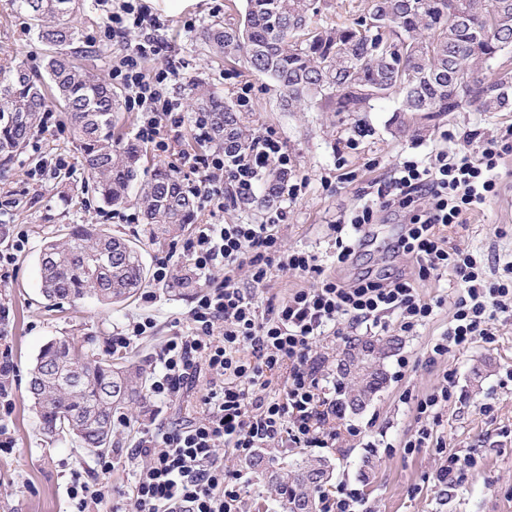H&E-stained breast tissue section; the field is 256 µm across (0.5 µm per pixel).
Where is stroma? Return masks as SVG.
Returning a JSON list of instances; mask_svg holds the SVG:
<instances>
[{
	"label": "stroma",
	"mask_w": 512,
	"mask_h": 512,
	"mask_svg": "<svg viewBox=\"0 0 512 512\" xmlns=\"http://www.w3.org/2000/svg\"><path fill=\"white\" fill-rule=\"evenodd\" d=\"M159 24L157 35L169 46V54L183 73L174 90L182 104H189L193 83L199 82L237 104L247 95L241 110L252 132L273 130L291 158L292 182L301 183L295 196H282L277 208L284 221L278 228L283 249L315 254L325 273L348 281L371 274L401 272L415 277L414 265L390 259V244L397 230L394 216L380 215L372 224V243L353 261L337 266L334 225L358 207L377 182L404 157L429 159L440 151L461 148L467 134L489 137L512 124V110L478 112L468 108L421 125L417 117L402 115L391 101L373 103L364 112H303L284 107L278 91L266 78L243 62L213 58L200 39L214 24H235L244 11L243 0H194L183 10L167 0H142ZM105 18L95 0H85L74 23L83 35L80 61L103 80H110L113 65L126 52L122 40L93 41ZM46 47L30 29L26 15L13 11L9 0H0V58L13 57L35 71H42ZM168 151L146 148L149 165L176 166L185 154L215 151L212 143L197 142L189 129L164 131ZM66 156L68 173L47 180L30 171L55 156ZM81 157L69 127L55 133L35 132L26 146L0 173V253H13L14 272L0 285V304L10 309V322L0 338V352L8 351L15 367L9 389L11 410L0 409V430L14 440L0 450V512H71L68 494L72 473L102 477L115 490L130 492L137 464L128 457L142 430L187 420L200 409L210 381L201 378L181 398L160 402L144 396L129 409V428L112 433L109 450L114 466L101 473L97 451L81 447L73 437L46 435L28 399L29 372L49 340L65 337L96 357L112 351L113 336L125 332L129 322L148 318L155 327L149 335L133 339L123 356L140 362L146 376L160 368V354L170 336L185 327L195 296L209 282H221L193 272L182 255L185 234L153 238L142 220L138 199L113 211L102 207L91 189L81 183ZM500 171V193L484 210L469 215L466 223L446 230L449 249L480 253L488 266L512 261V153L505 155ZM103 224L114 235L132 242L147 270H155L161 257H169L172 277H189L186 294L171 291L169 284L148 281L143 294L122 305H105L90 299L73 306L48 305L41 293L39 254L45 241L63 238L67 225ZM27 241L13 252L17 232ZM424 299H441L426 325L411 336L389 329L394 339L393 356L384 361L389 376L385 388L359 415L345 416L357 435L341 433L332 448L273 447L272 455L294 458L323 457L334 467L333 484L360 488L365 512H512V319L495 322L496 338L487 344L477 340L447 358L431 359V344L448 329L453 303L462 290L456 278L419 281ZM410 360L398 372L396 359ZM455 372L457 396L441 412L431 428L429 447L411 454L403 444L423 427L416 405L439 384L443 374ZM469 458L464 480L444 488L436 474L447 454ZM224 468L244 476L243 512H279L264 477L252 469L248 458L221 447ZM370 460L368 478H361L363 460Z\"/></svg>",
	"instance_id": "stroma-1"
}]
</instances>
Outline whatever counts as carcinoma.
Returning a JSON list of instances; mask_svg holds the SVG:
<instances>
[{
	"mask_svg": "<svg viewBox=\"0 0 512 512\" xmlns=\"http://www.w3.org/2000/svg\"><path fill=\"white\" fill-rule=\"evenodd\" d=\"M10 2L49 47V85L22 62L0 61V166L25 146L43 113L59 108L79 147L83 174L103 206H123L135 187L154 237L183 231L196 216L193 194L174 170L142 166L141 150L115 133V91L74 63L81 33L72 20L83 0ZM317 13L315 0H245L238 24L213 25L202 40L214 55L238 58L272 80L290 108L359 112L372 100L396 97L397 111L432 119L466 106L481 112L512 106L509 73L486 76L490 61L512 48V0H371L367 15L352 24L316 25ZM194 91V106L209 113L216 145L230 154L247 146L250 133L237 111L202 84ZM287 179V172L272 170L262 202H274ZM40 265L41 292L50 302L122 304L147 284L136 248L100 224H76L64 241H46ZM394 344L347 341L336 365L337 414H357L369 405L387 382L383 360ZM359 356L371 369L361 383L349 371ZM142 389L140 366H116L65 340L44 345L29 381L43 430L76 436L91 450L110 446L113 417L138 401ZM251 466L268 475L285 512L308 504L319 512L318 494L333 474L320 458L284 465L259 455Z\"/></svg>",
	"mask_w": 512,
	"mask_h": 512,
	"instance_id": "obj_1",
	"label": "carcinoma"
}]
</instances>
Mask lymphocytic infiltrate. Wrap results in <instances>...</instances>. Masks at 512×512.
Returning <instances> with one entry per match:
<instances>
[{
  "label": "lymphocytic infiltrate",
  "mask_w": 512,
  "mask_h": 512,
  "mask_svg": "<svg viewBox=\"0 0 512 512\" xmlns=\"http://www.w3.org/2000/svg\"><path fill=\"white\" fill-rule=\"evenodd\" d=\"M97 4L107 11L103 40L157 25L139 0H121L116 7L110 0ZM162 49L158 38L144 37L112 68L113 81L128 92V109L145 115L138 140L164 152L168 144L162 129L187 125L197 141H209L207 114L184 112L179 98L162 92L177 75V65L170 62L155 73L144 72L143 60ZM466 140V148L451 154L399 161L376 197L335 227L336 261L343 264L354 255L360 232L374 223L377 213L406 214L391 250L416 265L414 279L366 275L347 283L325 275L314 254L283 251L274 216L264 224L197 225L182 245L184 257L200 274L221 269L226 276L219 287L197 295L186 331L166 341L150 394L165 401L203 376H214L215 381L197 417L167 429L141 431L133 453L143 466L131 497L102 482L76 480L70 489L76 512H85L91 502L105 505L107 512H242L241 476L225 470L217 448L247 457L254 449L280 443L289 448L335 447L336 409L321 393L325 360L313 355L312 346L342 322L388 330L392 314L400 332L413 334L435 309L434 302L420 296L417 281L449 272L463 290L447 332L430 349L432 356H447L478 339L492 342L493 321L501 314L512 317V262L502 273L488 275L480 254L449 250L439 230L465 223L467 214L498 196V168L504 155L512 153V126L491 138L478 140L470 134ZM184 163L194 176L191 190L199 208L216 218L226 204L247 203L260 172L287 168L289 157L279 137L266 131L255 135L241 153L188 154ZM243 265L249 272L245 288L232 276ZM275 270L310 276L314 284L264 310L253 291ZM278 369L285 380L282 391L276 392L269 376Z\"/></svg>",
  "instance_id": "1"
}]
</instances>
